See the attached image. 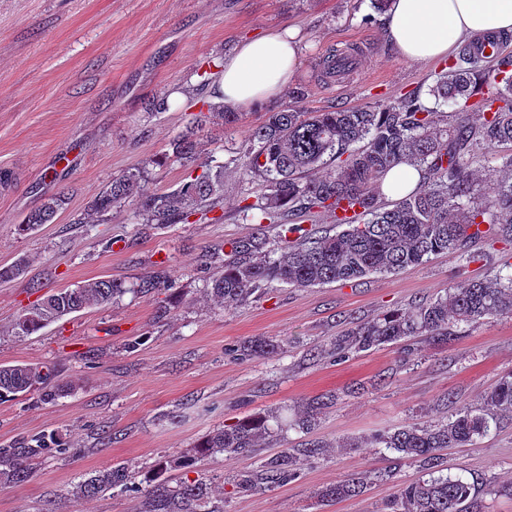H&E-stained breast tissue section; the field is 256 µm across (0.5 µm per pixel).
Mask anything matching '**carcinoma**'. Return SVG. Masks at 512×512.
<instances>
[{
  "mask_svg": "<svg viewBox=\"0 0 512 512\" xmlns=\"http://www.w3.org/2000/svg\"><path fill=\"white\" fill-rule=\"evenodd\" d=\"M483 42L462 46L434 76L430 107L418 95H408L375 108L305 112L297 108L269 112L254 128L257 147L243 155L244 171L264 178L263 201L243 207L244 217L260 224H277L284 252L276 259L263 255L266 240L248 237L230 243L232 260L211 280V293L228 305H242L269 282L309 288L351 281L372 273H395L418 266L440 253H468L472 243L493 233L512 243V153L499 156V175L479 176L472 168L477 150L512 146V55L496 58L495 68L482 71L479 51ZM456 106L451 119L437 107ZM196 129L174 142L173 157L183 165L194 163ZM328 169L315 180L305 172ZM400 163L421 171L412 192L392 204L383 201L384 175ZM146 164L138 163L119 175L94 199L91 210L103 215L128 200L137 202L147 224H177L192 216L207 218L224 196V167L210 168L190 177L175 189L146 194L142 188ZM63 200L52 196L18 225L26 234L51 223ZM301 219L327 216L340 231L311 237L307 230L288 223L287 214ZM127 292L122 283L98 280L77 288L51 292L40 298L16 322V331L29 335L62 317L86 308L103 306ZM512 314V272L472 280L448 288L431 302L393 311L359 324L336 337L338 358L374 347L418 337L451 341V326L473 323L488 315ZM57 377L55 369L37 363L0 367V401L12 400L33 388L46 389ZM334 404L333 396L318 398L298 425L309 428L321 410ZM488 405L512 412V372L501 377ZM497 417L490 412H460L443 423H411L366 441L374 448H390L419 463L426 477L397 487L387 498L384 512H474L475 485L441 475L443 450L463 446L486 434ZM271 434L270 417L254 414L209 433L193 455L170 456L159 462L137 486L122 464L100 471L75 487L77 498L94 497L108 490H130L144 498L143 512H224L211 505L208 484L195 479L171 484L167 472L224 454L249 455ZM315 443L297 452L283 451L260 470L242 471L236 487L263 491L297 475L299 456L317 457ZM66 452L51 439L35 437L19 446L0 448V486L27 481V462ZM365 476H350L320 493L321 501L335 502L364 491Z\"/></svg>",
  "mask_w": 512,
  "mask_h": 512,
  "instance_id": "carcinoma-1",
  "label": "carcinoma"
}]
</instances>
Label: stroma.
Instances as JSON below:
<instances>
[{"instance_id": "stroma-1", "label": "stroma", "mask_w": 512, "mask_h": 512, "mask_svg": "<svg viewBox=\"0 0 512 512\" xmlns=\"http://www.w3.org/2000/svg\"><path fill=\"white\" fill-rule=\"evenodd\" d=\"M295 27L305 46L293 81L302 101L282 94L242 108L234 130L208 124L196 160L223 166L221 220L144 223L134 203L91 216L113 176L142 163L148 191L177 187L186 169L160 164L172 142L210 104L208 63L270 29ZM349 57L341 79L324 76L331 54ZM441 61L404 60L383 32L370 0H0V267L25 271L0 281V366L54 365L52 400L33 391L0 402V448L41 435L65 447L41 459L24 483L0 487V512H141L132 492L74 499L77 484L116 464L135 479L158 461L193 453L213 430L249 414L295 420L313 399L335 404L311 429L275 432L248 456L205 460L196 478L210 484L224 512H381L395 485L422 478L419 464L366 439L412 422L438 423L458 410L483 413L486 397L512 371V315L456 328L443 344L421 339L404 356L386 344L333 361L346 329L394 309L444 295L512 263V245L484 239L473 258L440 254L398 273L310 288L269 284L227 308L208 283L230 258L229 243L278 230L242 220L259 202L260 177L235 160L268 112L375 106L410 92L427 97ZM180 91L182 104L163 105ZM66 202L54 221L21 235L17 226L50 196ZM124 242L113 252V242ZM165 285L138 293L144 279ZM101 279L123 296L19 335L15 321L44 294ZM265 339L275 348L244 359L237 348ZM472 445L445 451L448 476L475 484L481 512H512V414ZM317 442L325 451L300 461L294 479L242 492L239 471ZM385 473L364 493L320 503L322 488L352 475Z\"/></svg>"}]
</instances>
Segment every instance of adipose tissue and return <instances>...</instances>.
Instances as JSON below:
<instances>
[{"label":"adipose tissue","mask_w":512,"mask_h":512,"mask_svg":"<svg viewBox=\"0 0 512 512\" xmlns=\"http://www.w3.org/2000/svg\"><path fill=\"white\" fill-rule=\"evenodd\" d=\"M512 33V0H390L384 34L401 57L426 62L448 58L460 40ZM302 61L291 29L246 40L224 57L211 86L214 103L261 104L285 92Z\"/></svg>","instance_id":"obj_1"}]
</instances>
